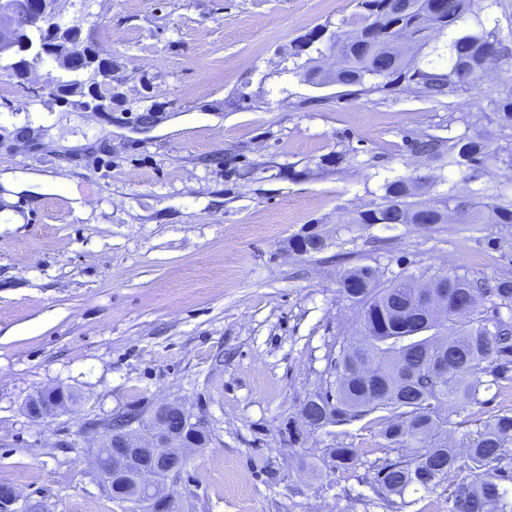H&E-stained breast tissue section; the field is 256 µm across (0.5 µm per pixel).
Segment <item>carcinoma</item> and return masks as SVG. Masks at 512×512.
<instances>
[{
	"label": "carcinoma",
	"mask_w": 512,
	"mask_h": 512,
	"mask_svg": "<svg viewBox=\"0 0 512 512\" xmlns=\"http://www.w3.org/2000/svg\"><path fill=\"white\" fill-rule=\"evenodd\" d=\"M481 0H445V8L435 13L429 0H357L358 11L348 22L349 29L336 36L329 50L336 53V83L346 94L368 96L380 90L414 87L426 100L460 96L480 89L485 59L495 54L499 63L512 66V47L497 29L482 19ZM472 17L474 23L458 28ZM409 44L392 59L387 46L399 33ZM448 33V55L422 63V51L435 35ZM482 109L489 123L505 132L506 144L493 149L480 135L467 132L443 138L426 133L408 140L411 152L433 161H446L448 173L459 174L463 183H477L491 167L512 169V86L489 90ZM436 179L431 174L394 178L385 183L382 202L359 212L356 224H413L421 214L431 224H446L455 214L463 224H512V198L484 184L461 200L448 190L430 195ZM444 294L446 307L440 318L438 339L448 354V375L438 383L428 375L405 385L397 375L396 362L418 366L431 361L434 338L419 332L427 310L416 303L420 288ZM342 292L359 305L357 319L361 337L339 341V350L330 361L334 380L312 395L309 416H322L333 425L363 419L377 411L382 418L380 435L393 449L411 450V455L381 466L375 482L387 495L404 496L414 491H430L455 471H468L472 480L448 486L450 512H512L505 482L512 483V415H499L483 428L466 433L454 446L431 441L430 421L435 430L447 426L438 418L441 405L458 413L481 403L479 393L492 381L512 382V277L503 276L494 284L478 283L465 276L443 275L426 285L407 277L382 285L369 268H355L342 279ZM496 299L494 313L483 316V302ZM506 306L503 316L500 306ZM364 361L376 368L387 395L375 398L373 385L350 372L352 361ZM188 448H203L209 435L192 427L180 428ZM336 467L357 464L355 448H333Z\"/></svg>",
	"instance_id": "1"
}]
</instances>
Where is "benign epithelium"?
<instances>
[{
    "label": "benign epithelium",
    "mask_w": 512,
    "mask_h": 512,
    "mask_svg": "<svg viewBox=\"0 0 512 512\" xmlns=\"http://www.w3.org/2000/svg\"><path fill=\"white\" fill-rule=\"evenodd\" d=\"M55 0H0V60H13L31 51L20 33L27 27L40 26L45 40L36 48L35 57H45L70 75L79 70L71 67L72 59L83 50L81 24L91 15L89 0H82L80 16L63 22L55 14ZM62 408L59 392H45L30 402L29 413L38 418L52 415ZM178 411L182 424H193L199 430L208 428L204 416L187 410L175 402L153 406V424L145 429L139 413L128 412L116 425L99 428L98 445L109 450L107 455L94 454V463L103 488H121L128 503L138 509L148 506L151 512H173L175 499L159 474L169 477L185 465L186 456L178 447L175 433L168 426L170 410ZM20 495L13 488L0 490V512H13Z\"/></svg>",
    "instance_id": "1"
}]
</instances>
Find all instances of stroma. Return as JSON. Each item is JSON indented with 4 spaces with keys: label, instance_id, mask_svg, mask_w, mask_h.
I'll return each instance as SVG.
<instances>
[{
    "label": "stroma",
    "instance_id": "stroma-1",
    "mask_svg": "<svg viewBox=\"0 0 512 512\" xmlns=\"http://www.w3.org/2000/svg\"><path fill=\"white\" fill-rule=\"evenodd\" d=\"M354 0H92L82 37L109 62L98 101L40 97L0 70V173L73 183L20 194L0 223V484L24 512H128L90 459L93 422L133 406L204 411L209 442L169 480L178 512H448V487L376 492L399 457L359 420L291 443L339 337L358 330L343 274L380 281L512 276V224L355 223L387 180L430 172L405 140L500 132L470 93L431 108L414 90L353 98L304 77L334 70ZM318 235L320 251L295 241ZM78 395L45 418L44 390ZM450 413L457 440L512 415V382ZM357 449L355 468L331 449Z\"/></svg>",
    "mask_w": 512,
    "mask_h": 512
}]
</instances>
